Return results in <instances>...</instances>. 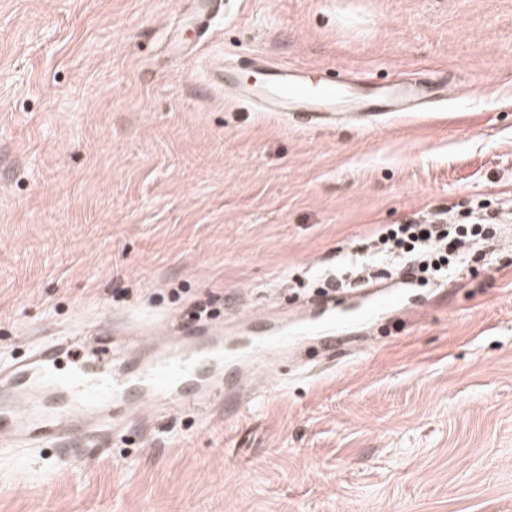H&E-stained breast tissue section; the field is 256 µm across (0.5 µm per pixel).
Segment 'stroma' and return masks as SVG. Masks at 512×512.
<instances>
[{"label":"stroma","mask_w":512,"mask_h":512,"mask_svg":"<svg viewBox=\"0 0 512 512\" xmlns=\"http://www.w3.org/2000/svg\"><path fill=\"white\" fill-rule=\"evenodd\" d=\"M0 0V357L83 325L294 337L253 402L88 453L0 446V512H512V0ZM180 25L186 53L173 57ZM263 53L423 112L322 127L225 96ZM500 213L447 282L348 287L371 230ZM194 22L202 27L210 26L212 19L218 15L223 7L221 0H193Z\"/></svg>","instance_id":"stroma-1"}]
</instances>
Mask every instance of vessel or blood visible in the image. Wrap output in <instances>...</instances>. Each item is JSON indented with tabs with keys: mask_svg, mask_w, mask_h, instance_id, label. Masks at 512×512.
Wrapping results in <instances>:
<instances>
[{
	"mask_svg": "<svg viewBox=\"0 0 512 512\" xmlns=\"http://www.w3.org/2000/svg\"><path fill=\"white\" fill-rule=\"evenodd\" d=\"M222 7V0H194L195 23L209 26ZM213 78L238 101L268 112H303L324 125L340 112H410L430 94L422 85L393 84L372 103L347 81L314 82L303 67L273 65L262 55L244 70L218 61ZM287 345L284 332L229 349L220 328L177 336L153 328L118 370L96 327L49 336L0 363V436L19 448L63 449L77 438L92 443L111 434L123 407H137L138 423L148 428L162 407L201 410L221 400H240L251 390L255 362ZM65 358L72 365L63 376L58 369Z\"/></svg>",
	"mask_w": 512,
	"mask_h": 512,
	"instance_id": "obj_1",
	"label": "vessel or blood"
}]
</instances>
